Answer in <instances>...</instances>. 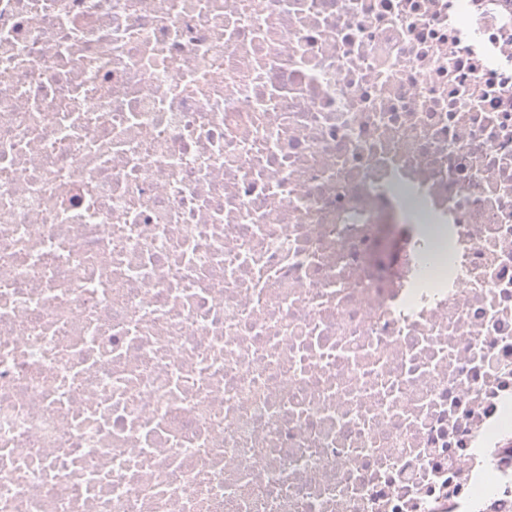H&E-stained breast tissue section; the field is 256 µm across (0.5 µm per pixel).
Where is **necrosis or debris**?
<instances>
[{
	"instance_id": "obj_1",
	"label": "necrosis or debris",
	"mask_w": 512,
	"mask_h": 512,
	"mask_svg": "<svg viewBox=\"0 0 512 512\" xmlns=\"http://www.w3.org/2000/svg\"><path fill=\"white\" fill-rule=\"evenodd\" d=\"M0 512H512V0H0Z\"/></svg>"
}]
</instances>
